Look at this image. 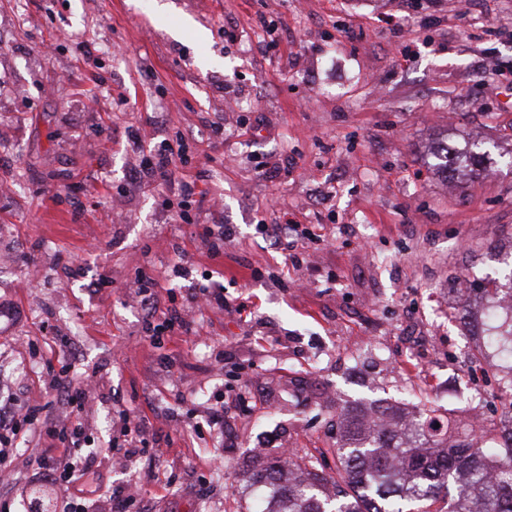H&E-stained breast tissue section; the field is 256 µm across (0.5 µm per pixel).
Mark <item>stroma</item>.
Returning <instances> with one entry per match:
<instances>
[{
  "mask_svg": "<svg viewBox=\"0 0 512 512\" xmlns=\"http://www.w3.org/2000/svg\"><path fill=\"white\" fill-rule=\"evenodd\" d=\"M0 0V364L13 397L69 415L48 368L70 361L90 499L127 483L133 512H252L247 472L312 451L336 464V410L472 404L487 428L512 404L508 364L455 295L512 282V0ZM96 63H86V49ZM184 137L176 181L219 253L134 182ZM496 163L448 178L443 144ZM293 215L297 265L264 225ZM261 269L254 279L253 269ZM159 280L156 314L138 275ZM109 285H101V278ZM223 307L197 311L199 289ZM180 310L200 333L151 336ZM224 412L212 423L210 409ZM19 442L0 503L49 489ZM178 216L182 221L187 222V224H196V225H194L195 227L202 226V231L200 232V236L206 242H209L211 250L215 253H217V250L219 248L218 241L223 243L224 238L226 236H230L232 234L231 228L227 224H225V225L219 224V225L211 226V225H207V224L198 225L197 224L198 222L190 223L191 220L185 210H182Z\"/></svg>",
  "mask_w": 512,
  "mask_h": 512,
  "instance_id": "obj_1",
  "label": "stroma"
}]
</instances>
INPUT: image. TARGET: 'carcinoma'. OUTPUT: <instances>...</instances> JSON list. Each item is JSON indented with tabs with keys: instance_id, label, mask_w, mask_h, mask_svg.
Listing matches in <instances>:
<instances>
[{
	"instance_id": "carcinoma-1",
	"label": "carcinoma",
	"mask_w": 512,
	"mask_h": 512,
	"mask_svg": "<svg viewBox=\"0 0 512 512\" xmlns=\"http://www.w3.org/2000/svg\"><path fill=\"white\" fill-rule=\"evenodd\" d=\"M489 151L447 150L448 173L468 162L480 167ZM484 345L512 358V313L484 336ZM382 426L361 410H336V469L324 474L312 458H279L252 473L270 490L260 512H432L448 499V512H512V434L498 447L460 439L458 428L436 427V410L389 409Z\"/></svg>"
}]
</instances>
